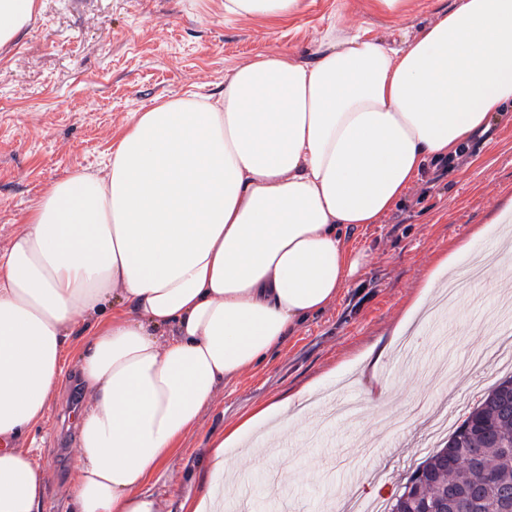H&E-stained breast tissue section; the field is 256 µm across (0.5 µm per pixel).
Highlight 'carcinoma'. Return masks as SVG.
<instances>
[{
    "label": "carcinoma",
    "mask_w": 512,
    "mask_h": 512,
    "mask_svg": "<svg viewBox=\"0 0 512 512\" xmlns=\"http://www.w3.org/2000/svg\"><path fill=\"white\" fill-rule=\"evenodd\" d=\"M468 459L459 470L454 459ZM420 467L424 498L464 499L472 508L457 512H512V376L499 379L449 435L445 446Z\"/></svg>",
    "instance_id": "1"
}]
</instances>
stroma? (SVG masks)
<instances>
[{
	"label": "stroma",
	"mask_w": 512,
	"mask_h": 512,
	"mask_svg": "<svg viewBox=\"0 0 512 512\" xmlns=\"http://www.w3.org/2000/svg\"><path fill=\"white\" fill-rule=\"evenodd\" d=\"M455 2L409 0L397 16L376 11L371 0H302L298 13L274 19L226 14L224 0H43L30 27L0 51V256L39 196L72 171L101 169L114 135L156 100L220 96L230 69L260 54L313 60L330 30L400 41ZM468 146L465 165L441 176L428 167L380 223L363 225L355 244L364 264L336 303L217 390L143 487L160 512H182L216 432L312 384L319 390L308 408L288 420V447L263 468L243 469L250 512H322L346 488L360 500H391L439 448L436 416L467 413L477 392L512 370L503 361L469 363L512 340V320L486 317L499 287L490 277L449 308L446 335L420 318L395 332L442 259L462 264L460 245L476 250L502 234L499 218L512 203V104ZM373 347L389 350L376 371L389 388L380 406L367 403L358 362ZM64 357L46 420L20 442L49 478L45 512H68L67 490L79 475L75 411L83 393L74 354ZM291 464L299 477L270 496V474Z\"/></svg>",
	"instance_id": "stroma-1"
}]
</instances>
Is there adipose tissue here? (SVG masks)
<instances>
[{"label": "adipose tissue", "mask_w": 512, "mask_h": 512, "mask_svg": "<svg viewBox=\"0 0 512 512\" xmlns=\"http://www.w3.org/2000/svg\"><path fill=\"white\" fill-rule=\"evenodd\" d=\"M41 0H0V50ZM512 102V0H458L403 42L325 34L315 59L260 55L212 99L136 113L107 163L53 183L0 257V512H43L46 474L18 439L41 423L72 346L70 512H159L142 491L224 381L336 301L377 224L436 160ZM305 389L215 435L184 512H222L244 435Z\"/></svg>", "instance_id": "ef3b65f1"}]
</instances>
